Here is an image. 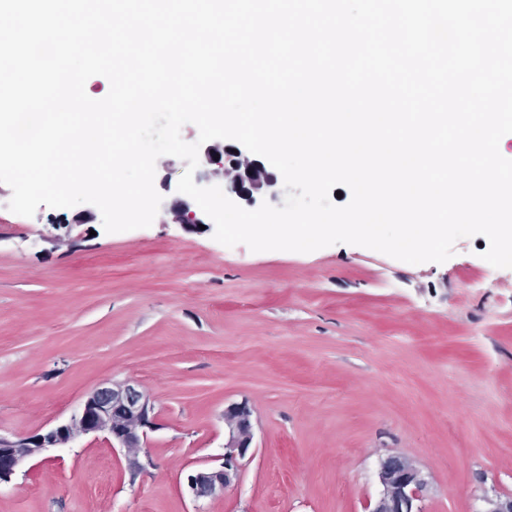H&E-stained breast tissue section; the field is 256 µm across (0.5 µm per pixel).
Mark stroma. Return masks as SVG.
I'll use <instances>...</instances> for the list:
<instances>
[{"label": "stroma", "mask_w": 512, "mask_h": 512, "mask_svg": "<svg viewBox=\"0 0 512 512\" xmlns=\"http://www.w3.org/2000/svg\"><path fill=\"white\" fill-rule=\"evenodd\" d=\"M0 183V432L66 422L132 379L155 421L131 475L103 434L25 465L0 512H364L382 455L428 482L423 512L512 496V268L459 239L443 263L335 244L226 247L154 220L108 233L96 206L11 212ZM254 438L224 495L186 477L224 452V409Z\"/></svg>", "instance_id": "35a3bbf8"}]
</instances>
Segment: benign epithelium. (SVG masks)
I'll use <instances>...</instances> for the list:
<instances>
[{
	"mask_svg": "<svg viewBox=\"0 0 512 512\" xmlns=\"http://www.w3.org/2000/svg\"><path fill=\"white\" fill-rule=\"evenodd\" d=\"M201 187H224L232 201L254 204L268 194L275 197L283 183L279 173L257 159L241 145L208 144L199 151ZM178 224H209L203 210L182 199L170 208ZM152 406L138 382L105 381L90 392L70 419L43 433L27 436L0 434V484L8 483L23 465L53 449L63 448L90 433H104L122 451L129 470L145 468L139 457L148 432L153 430ZM252 411L248 403H234L224 409V454L217 466L203 465L187 475V487L195 500L224 494L237 479L253 441ZM380 491L365 512H422L419 503L427 481L407 458L388 454L379 460ZM480 512H512V497L483 496Z\"/></svg>",
	"mask_w": 512,
	"mask_h": 512,
	"instance_id": "7a95c632",
	"label": "benign epithelium"
}]
</instances>
